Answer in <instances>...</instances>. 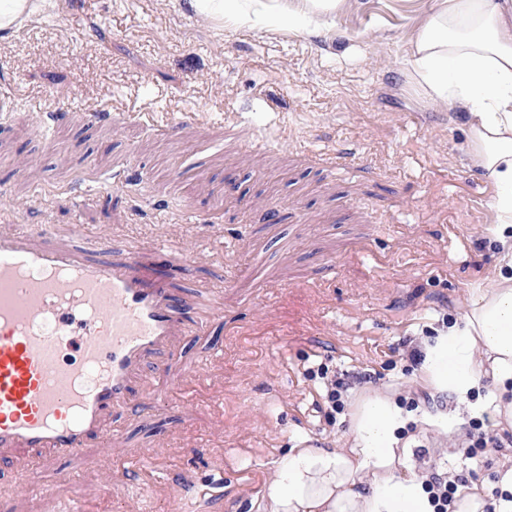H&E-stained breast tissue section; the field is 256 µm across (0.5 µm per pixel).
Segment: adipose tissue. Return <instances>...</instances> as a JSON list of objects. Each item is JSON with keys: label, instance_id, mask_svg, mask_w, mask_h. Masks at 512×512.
<instances>
[{"label": "adipose tissue", "instance_id": "adipose-tissue-1", "mask_svg": "<svg viewBox=\"0 0 512 512\" xmlns=\"http://www.w3.org/2000/svg\"><path fill=\"white\" fill-rule=\"evenodd\" d=\"M345 0H279L266 21L301 31L330 30ZM407 66L431 97L466 113L468 154L493 180L499 274L461 318L425 344L424 384L452 396L470 416L512 423V0H435L409 39ZM490 370L495 394L477 391ZM391 397L358 402L352 445L297 448L267 484L269 512H432L421 480L396 473L399 435L410 422Z\"/></svg>", "mask_w": 512, "mask_h": 512}]
</instances>
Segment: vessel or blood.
<instances>
[{
  "label": "vessel or blood",
  "instance_id": "b4317fda",
  "mask_svg": "<svg viewBox=\"0 0 512 512\" xmlns=\"http://www.w3.org/2000/svg\"><path fill=\"white\" fill-rule=\"evenodd\" d=\"M189 327L141 252L97 260L68 238L0 228V459L22 472L93 445L115 455L113 412Z\"/></svg>",
  "mask_w": 512,
  "mask_h": 512
}]
</instances>
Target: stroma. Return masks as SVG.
Here are the masks:
<instances>
[{
	"instance_id": "35a3bbf8",
	"label": "stroma",
	"mask_w": 512,
	"mask_h": 512,
	"mask_svg": "<svg viewBox=\"0 0 512 512\" xmlns=\"http://www.w3.org/2000/svg\"><path fill=\"white\" fill-rule=\"evenodd\" d=\"M433 4L347 0L335 33L295 34L181 0H54L0 39V225L110 232L152 253L187 307L191 288L225 287L219 316L192 327L179 359L149 364L152 389L113 414L126 436L113 489L95 447L23 474L0 460V512H168L163 480L184 471L197 483L187 512H264L291 449L350 440V412L325 417L310 369L374 372L352 405L425 391L401 343L458 320L504 264L495 188L470 161L459 107L406 70L408 37ZM255 137L272 144L264 156L240 146ZM319 151L352 160L330 175ZM177 228L206 260L185 270L156 251ZM258 255L279 283L255 278ZM247 298L269 305L265 322ZM407 436L427 453L402 459L399 475L450 470L491 496L494 468L466 459L454 435L419 423ZM163 437L171 451L153 479L140 451ZM20 480L34 491L16 499Z\"/></svg>"
}]
</instances>
